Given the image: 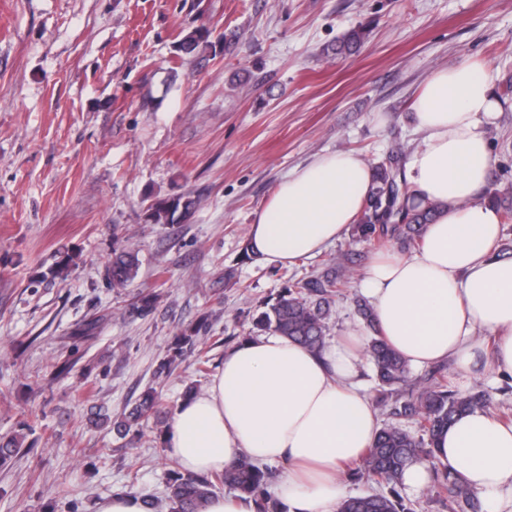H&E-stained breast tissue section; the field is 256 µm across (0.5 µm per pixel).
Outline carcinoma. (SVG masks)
Wrapping results in <instances>:
<instances>
[{"instance_id": "carcinoma-1", "label": "carcinoma", "mask_w": 512, "mask_h": 512, "mask_svg": "<svg viewBox=\"0 0 512 512\" xmlns=\"http://www.w3.org/2000/svg\"><path fill=\"white\" fill-rule=\"evenodd\" d=\"M367 30L358 26L347 31L329 52L337 57L355 54L365 39ZM206 42L201 30L186 35L180 50L194 52ZM404 152L391 151L388 159L372 166L373 187L365 208L352 235L381 249L395 242L404 250H418L423 246L426 230L438 214V206L424 203L416 189L408 184L403 172ZM196 201L188 194L156 200L149 207V219L155 224H174L192 216ZM354 263L351 254H343L339 268H329L308 277L288 279V285L274 302L252 318L250 335L260 336L272 331L301 347L319 352L323 349L328 331V320L336 298L344 295L349 278L346 265ZM139 271L137 254L126 248L112 251L106 266L110 287L123 289L131 284ZM155 292L142 293L133 309L141 316L150 314L157 302ZM357 316L369 332L365 356L372 364L382 401L390 403L395 423L380 427L379 434L367 450L355 474L368 483L385 488L383 493H365L345 499L340 512H411L401 495L402 474L414 460L431 463L435 493L444 512H479V503L463 482L451 472L434 464L435 444L440 432L448 428L456 417L475 408L488 407L487 395L482 392L463 393L448 377V368L440 365L423 376L412 375L409 361L392 349L380 336L373 312L363 297L354 299ZM207 320L187 327L176 334L165 357L154 371L156 384H161L184 360L192 357L200 377L209 374L210 359L201 348L202 331ZM160 392L155 387L144 390L136 403L119 416L97 414V425H111L118 439L138 438L143 425L152 416L160 414ZM411 420L419 435L404 429L399 421ZM23 447V437L14 435L0 439V463L17 456ZM272 472L269 467L240 458L222 472L190 474L172 469L167 481L165 500L142 498L145 512H204L216 490L226 487L239 496L253 500L255 512H289L288 506L269 491Z\"/></svg>"}]
</instances>
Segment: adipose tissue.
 Wrapping results in <instances>:
<instances>
[{
  "mask_svg": "<svg viewBox=\"0 0 512 512\" xmlns=\"http://www.w3.org/2000/svg\"><path fill=\"white\" fill-rule=\"evenodd\" d=\"M500 110L480 61L434 70L415 98L423 137L406 176L442 210L418 252L372 258L360 283L382 336L413 365L453 359L471 368L485 330L498 340L495 371L512 376V260L493 254L501 216L482 198L493 164L487 129ZM372 185L370 166L353 153L316 155L282 179L251 224V254L281 266L320 253L355 223ZM365 334L355 325L318 353L272 333L229 350L212 382L179 404L170 456L190 473L221 471L242 456L276 462V493L290 512H338L346 465L380 429L360 379ZM435 463L464 482L481 512H512V425L490 411L445 429ZM432 464L408 465L405 488L421 492Z\"/></svg>",
  "mask_w": 512,
  "mask_h": 512,
  "instance_id": "obj_1",
  "label": "adipose tissue"
}]
</instances>
